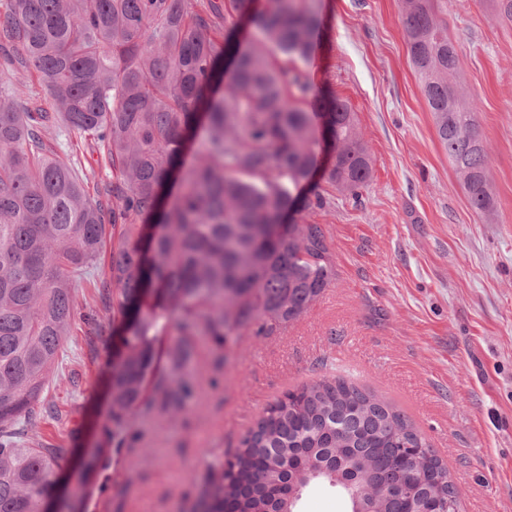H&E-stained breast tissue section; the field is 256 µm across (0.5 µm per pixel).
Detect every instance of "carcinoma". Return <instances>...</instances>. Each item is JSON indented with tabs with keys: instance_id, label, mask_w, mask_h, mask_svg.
<instances>
[{
	"instance_id": "carcinoma-1",
	"label": "carcinoma",
	"mask_w": 512,
	"mask_h": 512,
	"mask_svg": "<svg viewBox=\"0 0 512 512\" xmlns=\"http://www.w3.org/2000/svg\"><path fill=\"white\" fill-rule=\"evenodd\" d=\"M3 69L33 65L45 95L0 83V512H50L61 449L22 440L75 323L74 285L97 272L112 294V447L138 417L179 413L197 337L218 343L298 319L335 269L324 205L295 190L316 168L315 126L330 154L326 183L355 194L372 174L355 113L315 93L300 67L322 24L319 0H0ZM414 72L470 208L489 216L488 149L455 83L458 54L435 0H401ZM254 30L240 47L236 31ZM232 70L223 94L212 85ZM315 101L320 111L306 108ZM206 127L197 162L182 156ZM51 132L83 140L112 167L90 196L75 159L46 149ZM112 213L105 246L104 210ZM175 337L168 372L150 377L155 341ZM351 512L448 508L447 465L389 401L334 375L275 399L246 431L224 474L208 465L206 512H295L312 482ZM418 490L414 503L400 496Z\"/></svg>"
}]
</instances>
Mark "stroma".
Wrapping results in <instances>:
<instances>
[{
	"instance_id": "1",
	"label": "stroma",
	"mask_w": 512,
	"mask_h": 512,
	"mask_svg": "<svg viewBox=\"0 0 512 512\" xmlns=\"http://www.w3.org/2000/svg\"><path fill=\"white\" fill-rule=\"evenodd\" d=\"M436 9L458 53L455 81L477 105L493 214L470 209L438 142L399 0H321L304 68L356 112L372 157L358 198L325 182L323 151L300 189L326 198L306 220L326 230L335 280L273 335L199 340L183 410L139 418L119 450L104 435L112 299L78 281L77 321L35 407V439L66 451L55 512H199L209 455L231 457L269 402L330 373L410 417L447 464L460 512H512V25L492 0ZM75 487L81 498L69 497Z\"/></svg>"
}]
</instances>
